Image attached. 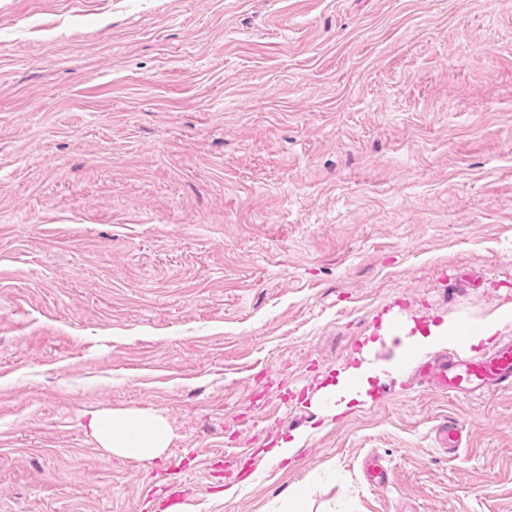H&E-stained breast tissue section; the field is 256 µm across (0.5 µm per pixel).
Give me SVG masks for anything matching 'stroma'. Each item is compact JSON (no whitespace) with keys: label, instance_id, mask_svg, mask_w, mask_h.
Segmentation results:
<instances>
[{"label":"stroma","instance_id":"obj_1","mask_svg":"<svg viewBox=\"0 0 512 512\" xmlns=\"http://www.w3.org/2000/svg\"><path fill=\"white\" fill-rule=\"evenodd\" d=\"M494 313L512 0H0V512H512V391L400 353ZM100 411L168 448L110 452ZM453 333L448 325V321L442 323L429 324L424 332H417L411 339V344L417 351L427 350L432 347L454 344ZM371 376L372 374H367L362 369L355 368L342 372L337 379V383L327 384L316 392L311 400L313 408L324 416L333 417L342 413L348 408V404L352 400H361L366 395V391L369 389L368 378ZM351 377L357 378L359 382V389L356 391H351L346 385V380ZM336 397L337 399L344 398L337 406ZM327 399L331 401L330 405L325 404ZM88 428L103 448L121 456L153 458L170 441L164 420L141 413H93ZM437 435L443 448L448 453H455L464 448L466 435L463 427L454 418H444L437 427Z\"/></svg>","mask_w":512,"mask_h":512}]
</instances>
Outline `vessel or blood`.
<instances>
[{"label":"vessel or blood","mask_w":512,"mask_h":512,"mask_svg":"<svg viewBox=\"0 0 512 512\" xmlns=\"http://www.w3.org/2000/svg\"><path fill=\"white\" fill-rule=\"evenodd\" d=\"M423 378L450 395H479L491 390L512 389V338L496 342L477 358L449 353L447 359L424 364ZM443 448L457 452L466 443V435L457 420L448 417L437 427Z\"/></svg>","instance_id":"obj_1"}]
</instances>
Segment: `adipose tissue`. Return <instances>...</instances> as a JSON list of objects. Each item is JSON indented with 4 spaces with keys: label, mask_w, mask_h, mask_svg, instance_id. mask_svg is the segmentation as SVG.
<instances>
[{
    "label": "adipose tissue",
    "mask_w": 512,
    "mask_h": 512,
    "mask_svg": "<svg viewBox=\"0 0 512 512\" xmlns=\"http://www.w3.org/2000/svg\"><path fill=\"white\" fill-rule=\"evenodd\" d=\"M368 387L367 373L352 368L342 372L336 383L319 389L311 404L320 414L332 417L343 411L342 405L336 403L337 398H344L345 402L358 399ZM88 427L104 448L121 456L152 458L167 448L170 441L164 420L141 413H95L91 415Z\"/></svg>",
    "instance_id": "obj_1"
}]
</instances>
